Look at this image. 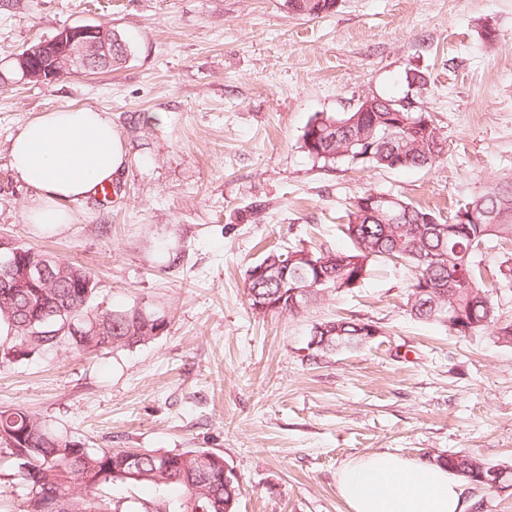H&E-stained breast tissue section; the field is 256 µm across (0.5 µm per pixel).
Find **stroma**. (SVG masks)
<instances>
[{"label":"stroma","instance_id":"1","mask_svg":"<svg viewBox=\"0 0 512 512\" xmlns=\"http://www.w3.org/2000/svg\"><path fill=\"white\" fill-rule=\"evenodd\" d=\"M79 24L114 30L125 62L21 77L17 55ZM405 94L444 137L432 167L323 169L302 150L316 113ZM84 106L108 113L126 146L118 200L72 202V224L39 232L10 142L41 113ZM505 178L512 0H338L319 17L286 0H0V246L83 266L100 310L165 319L132 348L53 346L0 364V410L87 448L216 453L239 478L238 512H348L336 474L375 451L512 467V346L410 315L407 266L376 261L358 288L294 315L256 313L245 275L271 249H348L344 209L363 192L448 222ZM339 317L380 333L309 361L314 327Z\"/></svg>","mask_w":512,"mask_h":512}]
</instances>
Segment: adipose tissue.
<instances>
[{
  "label": "adipose tissue",
  "mask_w": 512,
  "mask_h": 512,
  "mask_svg": "<svg viewBox=\"0 0 512 512\" xmlns=\"http://www.w3.org/2000/svg\"><path fill=\"white\" fill-rule=\"evenodd\" d=\"M9 155L16 178L33 192L27 220L47 233L64 231L72 222L68 202L93 195L125 163L111 117L90 107L28 121L13 137ZM336 481L348 512H463L461 475L392 452L348 461Z\"/></svg>",
  "instance_id": "adipose-tissue-1"
}]
</instances>
